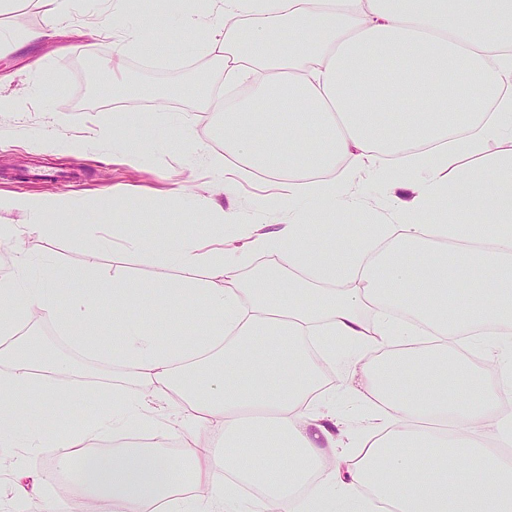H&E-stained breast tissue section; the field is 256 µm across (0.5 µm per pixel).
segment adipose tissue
<instances>
[{
  "instance_id": "1",
  "label": "adipose tissue",
  "mask_w": 512,
  "mask_h": 512,
  "mask_svg": "<svg viewBox=\"0 0 512 512\" xmlns=\"http://www.w3.org/2000/svg\"><path fill=\"white\" fill-rule=\"evenodd\" d=\"M168 0L147 29L123 34L116 47L151 59L177 55L163 41L171 18L201 52H222L224 80L245 83L229 104L208 96L224 119V153L211 164L234 193L265 178L261 210L283 213L277 231L220 212L243 241L226 250L195 238L166 249L113 226L81 223L84 201L15 194L0 210L30 215L0 225V247L26 263L25 236L45 235L65 218L87 259L120 237L129 259L164 267L205 266L204 280L163 278L131 289L121 277L83 270L48 273L25 289H0V447L27 442L54 451L61 471H75L85 496L107 512H512V456L490 451L487 437L512 430V356L492 370L449 364L465 343L473 353L512 345V151L480 169H458L493 140L512 142V0ZM467 69V90L449 84ZM492 100L493 111L476 112ZM133 129L120 143L136 163L166 112L143 113L124 94ZM413 180L411 208L394 223L374 224L354 246L336 240L308 249L314 223L355 203L360 174ZM315 203L314 212L301 209ZM276 254L292 276L242 284L236 262ZM315 306L298 296L313 286ZM196 321L176 344L151 325L126 322V309ZM377 317L365 321L363 308ZM55 321L71 345L87 350V326L111 316L112 362L135 385L133 397L100 407L77 429L57 426L59 412L82 400L78 385L60 389V363L20 332L34 315ZM357 349L355 393L368 408L365 441L350 453L321 397V354L337 344ZM395 354L391 374L378 363ZM46 413L22 415L17 397ZM162 428L182 439L183 466L142 444ZM219 432L223 447L200 441ZM276 439L278 448L263 449ZM112 445L94 454L97 441ZM190 482L192 493L181 492ZM45 478L19 470L6 506L38 499L40 512H69L68 499L45 491ZM259 488L249 510L243 486Z\"/></svg>"
}]
</instances>
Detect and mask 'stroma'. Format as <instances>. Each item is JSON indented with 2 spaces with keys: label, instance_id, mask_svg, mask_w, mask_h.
Here are the masks:
<instances>
[{
  "label": "stroma",
  "instance_id": "35a3bbf8",
  "mask_svg": "<svg viewBox=\"0 0 512 512\" xmlns=\"http://www.w3.org/2000/svg\"><path fill=\"white\" fill-rule=\"evenodd\" d=\"M149 5L114 18L104 0H77L55 38L37 40L18 49L8 37L43 27L46 19L42 0H15L12 8L0 14V194H31L66 196L89 200L99 191L109 188H132L127 207L117 211H88L89 224L126 225L136 233H149L158 248L183 235L210 237L212 218L207 213L185 207L163 205L162 200L179 186L212 197L227 211L252 217L263 186L247 183L232 195L221 189V176L210 169L208 155L224 152V133L218 120L199 107V94L191 90L189 72L198 66L209 67L212 84L224 80V66L214 55L197 52L193 45L183 44L180 57L174 61H154L141 64L139 57L117 55L114 41L98 36L99 28L141 27L147 23ZM41 59L45 68H32L33 59ZM93 61L101 77L92 95L94 109L85 112L76 108L72 95L83 84L76 59ZM128 76L127 89L142 102L152 101L148 87L162 83L167 87L169 112L184 118L188 130L179 133L170 125H155L144 154L136 165L123 162L119 150L111 141L92 139L91 131L111 127L118 110L113 103L117 95L112 87L113 69ZM52 129L64 137H87L83 150L74 156H55L32 151L21 138V131L39 132ZM358 203L337 209L332 224L344 229L349 240L369 230L374 224L393 223V208L397 198H408V191L399 184L387 183L365 175L354 187ZM23 246L31 259L27 273L36 277L44 262H52L65 272H78L84 267V253L78 245L70 224L57 220L47 236L25 238ZM96 274L122 276L134 281L154 280L156 269L149 264L131 262L120 244L101 251ZM41 341L49 344L65 363L61 383L79 380L82 402L75 414H90L98 406L111 403L114 388L126 395L134 389L123 377L122 368L87 359L60 337L52 320L35 322ZM323 399L343 416V427L351 435L352 445L363 438L366 417L360 401L347 388L349 369L347 351L337 348L335 357L325 359ZM66 415L65 423L74 416ZM50 476L56 468L52 451L32 454L24 448L0 450V486L12 484L19 467Z\"/></svg>",
  "mask_w": 512,
  "mask_h": 512
}]
</instances>
